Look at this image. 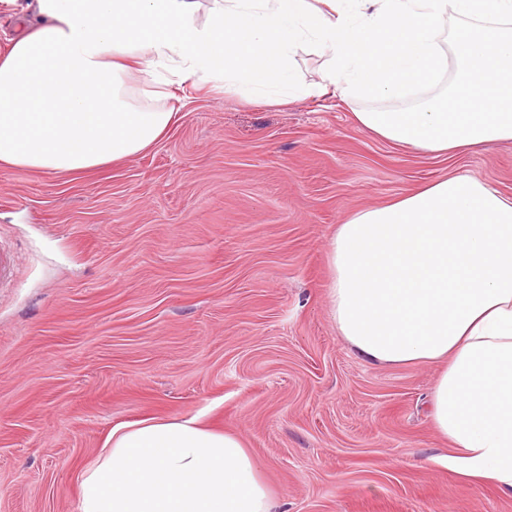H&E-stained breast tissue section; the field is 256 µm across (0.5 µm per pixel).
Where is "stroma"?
<instances>
[{"mask_svg":"<svg viewBox=\"0 0 512 512\" xmlns=\"http://www.w3.org/2000/svg\"><path fill=\"white\" fill-rule=\"evenodd\" d=\"M152 149L84 173L0 167V512H77L111 427L238 433L281 512H512L441 464L434 366L364 361L329 314L326 244L355 211L468 174L512 196V141L432 156L356 102L278 106L189 79Z\"/></svg>","mask_w":512,"mask_h":512,"instance_id":"35a3bbf8","label":"stroma"}]
</instances>
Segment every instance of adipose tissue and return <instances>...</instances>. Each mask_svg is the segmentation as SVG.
Returning a JSON list of instances; mask_svg holds the SVG:
<instances>
[{"label":"adipose tissue","mask_w":512,"mask_h":512,"mask_svg":"<svg viewBox=\"0 0 512 512\" xmlns=\"http://www.w3.org/2000/svg\"><path fill=\"white\" fill-rule=\"evenodd\" d=\"M303 44L326 54L323 79L343 98L395 103L353 113L380 139L436 154L512 140V0H33L0 53V164L51 175L146 151L174 118L154 100L189 78L288 103ZM327 256L338 335L373 364H441L431 409L445 465L512 497V197L453 175L355 212ZM272 505L238 435L144 418L112 427L77 512Z\"/></svg>","instance_id":"ef3b65f1"}]
</instances>
